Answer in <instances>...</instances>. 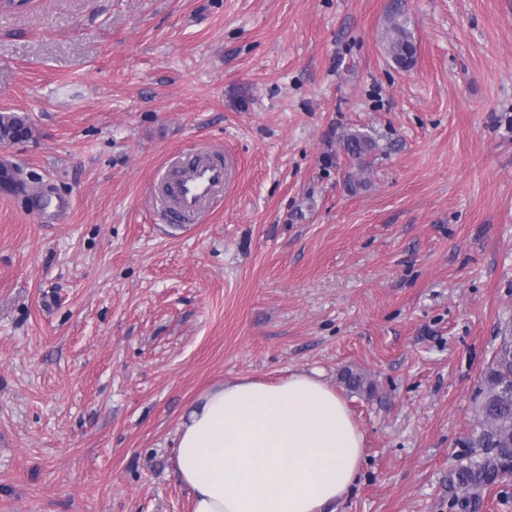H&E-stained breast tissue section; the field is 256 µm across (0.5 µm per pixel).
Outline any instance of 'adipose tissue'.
Masks as SVG:
<instances>
[{
    "instance_id": "adipose-tissue-1",
    "label": "adipose tissue",
    "mask_w": 512,
    "mask_h": 512,
    "mask_svg": "<svg viewBox=\"0 0 512 512\" xmlns=\"http://www.w3.org/2000/svg\"><path fill=\"white\" fill-rule=\"evenodd\" d=\"M364 436L313 372L239 378L200 395L171 460L192 512H325L356 483Z\"/></svg>"
}]
</instances>
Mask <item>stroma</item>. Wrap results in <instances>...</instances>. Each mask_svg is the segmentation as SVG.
<instances>
[{"mask_svg":"<svg viewBox=\"0 0 512 512\" xmlns=\"http://www.w3.org/2000/svg\"><path fill=\"white\" fill-rule=\"evenodd\" d=\"M0 112L29 125L0 142V512H191L195 399L298 369L365 437L336 512H459L512 321V0H28L0 8ZM199 141L234 175L174 228L149 187ZM387 49L393 61L401 68L409 67L413 62L415 47L411 36L404 27L394 23L386 33Z\"/></svg>","mask_w":512,"mask_h":512,"instance_id":"stroma-1","label":"stroma"}]
</instances>
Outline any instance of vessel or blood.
I'll return each mask as SVG.
<instances>
[{
	"mask_svg": "<svg viewBox=\"0 0 512 512\" xmlns=\"http://www.w3.org/2000/svg\"><path fill=\"white\" fill-rule=\"evenodd\" d=\"M231 175L224 153L193 146L173 155L149 189L155 208L170 224H197L224 196Z\"/></svg>",
	"mask_w": 512,
	"mask_h": 512,
	"instance_id": "obj_1",
	"label": "vessel or blood"
}]
</instances>
